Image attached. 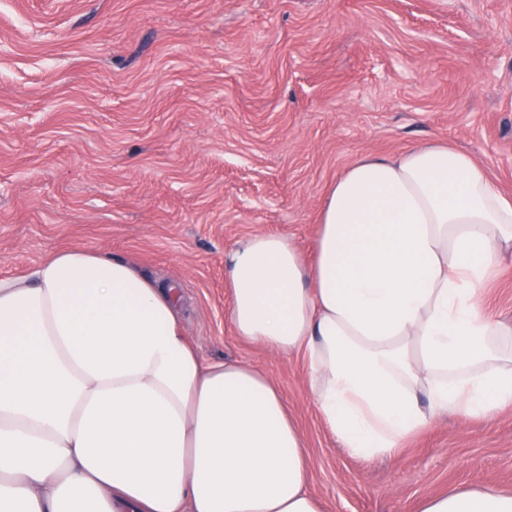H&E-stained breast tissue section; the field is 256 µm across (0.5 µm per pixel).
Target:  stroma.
Listing matches in <instances>:
<instances>
[{"mask_svg":"<svg viewBox=\"0 0 512 512\" xmlns=\"http://www.w3.org/2000/svg\"><path fill=\"white\" fill-rule=\"evenodd\" d=\"M430 139L512 196V0H0V275L89 248L174 284L202 358L281 392L323 512L512 491V409L443 417L366 463L319 417L302 357L229 319L230 248L278 234L311 259L336 176Z\"/></svg>","mask_w":512,"mask_h":512,"instance_id":"stroma-1","label":"stroma"}]
</instances>
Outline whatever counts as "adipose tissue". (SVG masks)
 I'll return each mask as SVG.
<instances>
[{
  "mask_svg": "<svg viewBox=\"0 0 512 512\" xmlns=\"http://www.w3.org/2000/svg\"><path fill=\"white\" fill-rule=\"evenodd\" d=\"M312 251L238 242L229 316L303 356L349 456L391 459L443 416L512 408V324L486 305L512 255V198L467 151L358 157L327 190ZM0 512L321 510L278 389L249 364L203 362L174 285L73 248L0 276ZM420 512H512V493L459 489Z\"/></svg>",
  "mask_w": 512,
  "mask_h": 512,
  "instance_id": "ef3b65f1",
  "label": "adipose tissue"
}]
</instances>
